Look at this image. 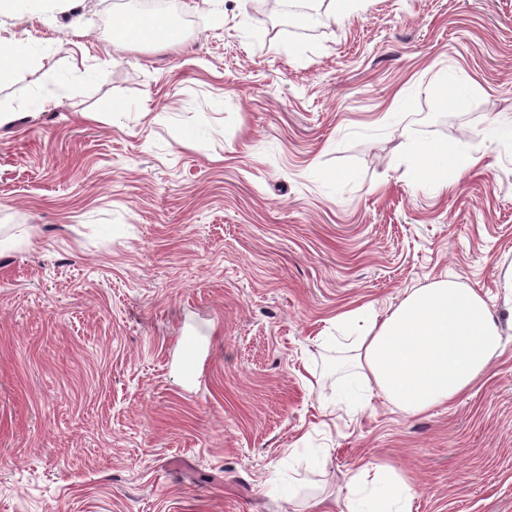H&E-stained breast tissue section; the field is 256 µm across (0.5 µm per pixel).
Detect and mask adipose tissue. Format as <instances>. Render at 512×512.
Returning <instances> with one entry per match:
<instances>
[{
    "mask_svg": "<svg viewBox=\"0 0 512 512\" xmlns=\"http://www.w3.org/2000/svg\"><path fill=\"white\" fill-rule=\"evenodd\" d=\"M411 154L421 166H437L447 184L478 162L472 152L417 137ZM357 315L353 309L336 317L348 328L357 375L370 393L409 414L454 404L503 352L502 330L480 291L447 277L413 289L366 324ZM373 472L370 481L360 473L350 478L346 512H412L409 479L383 464Z\"/></svg>",
    "mask_w": 512,
    "mask_h": 512,
    "instance_id": "obj_1",
    "label": "adipose tissue"
}]
</instances>
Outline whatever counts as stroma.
Returning a JSON list of instances; mask_svg holds the SVG:
<instances>
[{
    "instance_id": "1",
    "label": "stroma",
    "mask_w": 512,
    "mask_h": 512,
    "mask_svg": "<svg viewBox=\"0 0 512 512\" xmlns=\"http://www.w3.org/2000/svg\"><path fill=\"white\" fill-rule=\"evenodd\" d=\"M177 5L167 46L115 42L114 0L0 13L33 46L0 81V512H341L371 463L412 512H512V0ZM414 135L482 164L446 185ZM445 276L503 356L447 408L365 401L336 315ZM200 349L193 337L187 336L182 339L179 356L180 367L184 376L193 381L198 372Z\"/></svg>"
}]
</instances>
